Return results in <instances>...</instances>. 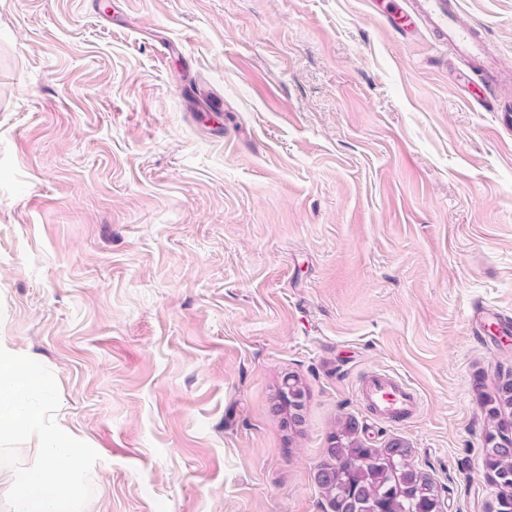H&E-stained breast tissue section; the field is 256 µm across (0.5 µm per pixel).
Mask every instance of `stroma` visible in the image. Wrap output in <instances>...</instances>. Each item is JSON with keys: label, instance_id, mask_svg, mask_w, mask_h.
<instances>
[{"label": "stroma", "instance_id": "obj_1", "mask_svg": "<svg viewBox=\"0 0 512 512\" xmlns=\"http://www.w3.org/2000/svg\"><path fill=\"white\" fill-rule=\"evenodd\" d=\"M455 3L491 86L389 0H0V334L97 452L92 512H327L346 419L489 512L512 334L471 315L512 318V0ZM373 370L412 416L360 402ZM362 401L383 419L398 421L420 403L419 393L397 375L371 372L360 383Z\"/></svg>", "mask_w": 512, "mask_h": 512}]
</instances>
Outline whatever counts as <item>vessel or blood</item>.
I'll return each instance as SVG.
<instances>
[{
	"label": "vessel or blood",
	"mask_w": 512,
	"mask_h": 512,
	"mask_svg": "<svg viewBox=\"0 0 512 512\" xmlns=\"http://www.w3.org/2000/svg\"><path fill=\"white\" fill-rule=\"evenodd\" d=\"M388 24L404 32L427 26L438 41L452 46L460 55L478 59L483 49L476 39L457 25L449 0H398L387 14ZM362 401L384 419L398 421L409 416L420 402L419 393L402 378L385 373L367 374L360 384Z\"/></svg>",
	"instance_id": "b4317fda"
}]
</instances>
